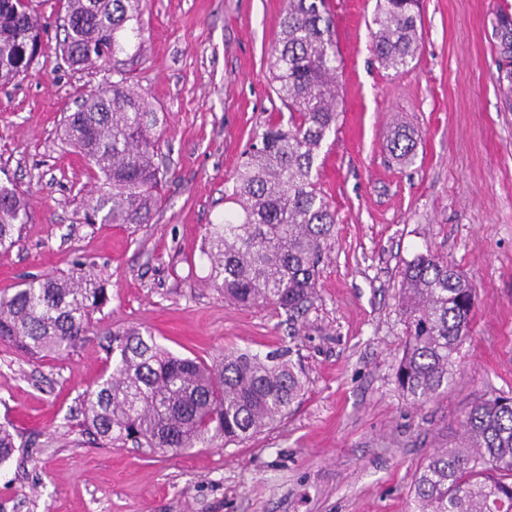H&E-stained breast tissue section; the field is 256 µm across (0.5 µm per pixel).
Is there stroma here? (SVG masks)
<instances>
[{
    "instance_id": "35a3bbf8",
    "label": "stroma",
    "mask_w": 512,
    "mask_h": 512,
    "mask_svg": "<svg viewBox=\"0 0 512 512\" xmlns=\"http://www.w3.org/2000/svg\"><path fill=\"white\" fill-rule=\"evenodd\" d=\"M375 0H328L336 27L339 118L318 158L336 242L318 295L289 321L225 301L201 253L224 191L271 114L269 71L283 0H147L142 35L99 68L60 57L64 0H37L50 28L30 75L0 86V182L24 192L29 222L0 254V295L91 267L110 301L99 332L69 355L31 359L0 345V423L17 431L0 464V512H408L413 477L460 433L483 394L512 395V111L497 82L494 23L512 0H420L408 67L371 47ZM126 74L163 113L168 169L151 223L86 224L87 164L55 129L78 93ZM414 159H395V137ZM446 257L475 288L470 333L447 394L413 404L395 383L406 336L400 271ZM151 328L175 354L288 349L306 375L287 418L235 445L181 453L105 448L80 404L108 368L103 332Z\"/></svg>"
}]
</instances>
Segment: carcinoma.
Segmentation results:
<instances>
[{
  "mask_svg": "<svg viewBox=\"0 0 512 512\" xmlns=\"http://www.w3.org/2000/svg\"><path fill=\"white\" fill-rule=\"evenodd\" d=\"M145 0H65L61 57L71 69L95 68L123 50ZM419 0H377L371 32L380 63L403 69L414 59ZM47 22L32 0H0V85L28 75ZM499 81L512 107V14L497 15ZM276 93L288 110L269 119L224 199L237 206L205 228L210 283L242 306L272 304L295 321L317 296L319 266L336 236V213L317 186L316 161L339 117L336 36L326 0H285L270 59ZM60 139L88 164L96 194L84 205L88 224H149L161 202L165 173L160 118L122 76L81 94L64 114ZM393 152L407 162L413 141ZM29 219L24 194L0 184V252ZM400 298L405 350L398 388L422 404L448 391L456 353L469 335L476 290L448 259L428 250L406 262ZM109 301L106 284L88 269L33 280L0 295V344L30 358L63 356L93 332ZM112 370L83 397L81 414L100 444L183 452L216 437L241 442L291 412L304 394V371L289 351L224 352L212 364L175 356L148 328L110 335ZM449 448H435L416 471L411 512H512V397L479 398ZM16 448L0 425V463Z\"/></svg>",
  "mask_w": 512,
  "mask_h": 512,
  "instance_id": "obj_1",
  "label": "carcinoma"
}]
</instances>
